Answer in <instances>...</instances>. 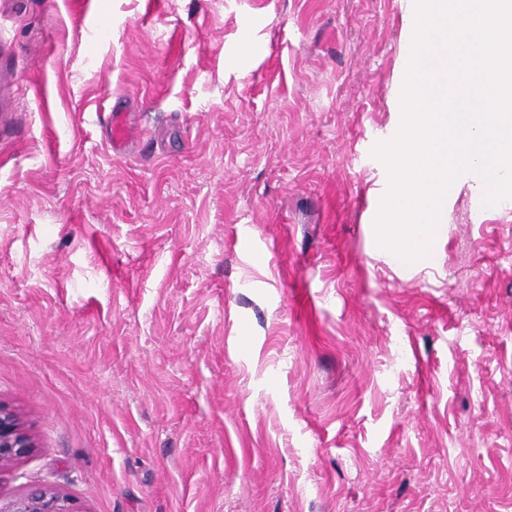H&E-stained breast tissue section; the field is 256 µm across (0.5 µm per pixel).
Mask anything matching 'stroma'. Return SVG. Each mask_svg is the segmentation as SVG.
Returning a JSON list of instances; mask_svg holds the SVG:
<instances>
[{
  "label": "stroma",
  "mask_w": 512,
  "mask_h": 512,
  "mask_svg": "<svg viewBox=\"0 0 512 512\" xmlns=\"http://www.w3.org/2000/svg\"><path fill=\"white\" fill-rule=\"evenodd\" d=\"M398 3L0 0V493L512 512V208L463 174L425 267L375 242ZM99 116L107 123L108 140L112 150L116 153L124 152L127 144L132 140L127 112L113 107L107 115L99 112ZM34 447L32 437L21 426L17 415L0 404V480Z\"/></svg>",
  "instance_id": "35a3bbf8"
}]
</instances>
